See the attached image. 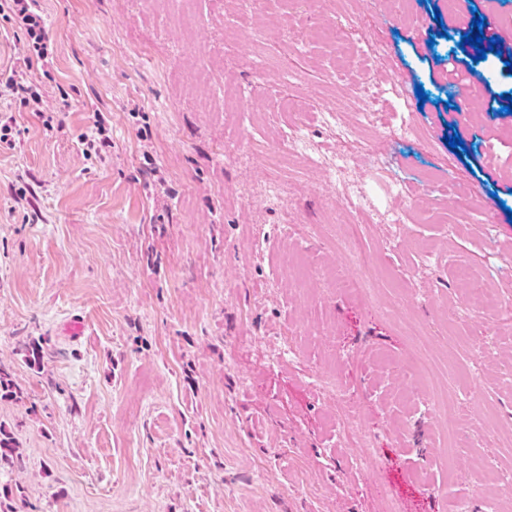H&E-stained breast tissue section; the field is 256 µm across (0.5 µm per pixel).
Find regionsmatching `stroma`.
Masks as SVG:
<instances>
[{
	"label": "stroma",
	"instance_id": "1",
	"mask_svg": "<svg viewBox=\"0 0 512 512\" xmlns=\"http://www.w3.org/2000/svg\"><path fill=\"white\" fill-rule=\"evenodd\" d=\"M448 7L38 0L52 60L28 72L20 24L0 13V363L20 389L0 423L22 460L0 489L21 512L512 499L467 465L490 452L512 471V305L487 303L512 293V114L490 109L512 76L477 65L479 107L463 115L435 64L469 58L474 16L512 29V0H463L446 39L434 17ZM327 28L362 67L337 72ZM366 73L381 80L375 131L354 110ZM227 96L246 109L219 111ZM282 96L310 107L279 111ZM358 214L364 264L344 243ZM344 276L362 295L336 290ZM32 340L38 369L17 353ZM409 385L468 400L412 408ZM340 387L368 447L338 441Z\"/></svg>",
	"mask_w": 512,
	"mask_h": 512
}]
</instances>
